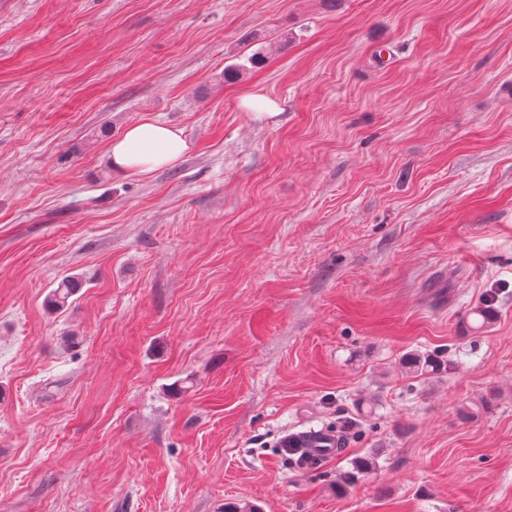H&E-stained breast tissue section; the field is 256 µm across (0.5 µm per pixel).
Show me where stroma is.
<instances>
[{"label":"stroma","instance_id":"35a3bbf8","mask_svg":"<svg viewBox=\"0 0 512 512\" xmlns=\"http://www.w3.org/2000/svg\"><path fill=\"white\" fill-rule=\"evenodd\" d=\"M230 502L512 512V0H0V512ZM188 150L182 130L144 118L112 142L109 158L115 170L147 174L177 163ZM443 360L437 354L410 353L402 359L404 371L411 376L433 374L439 370ZM303 448L316 457L335 456L343 443L334 431H309L301 438Z\"/></svg>","mask_w":512,"mask_h":512}]
</instances>
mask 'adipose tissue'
<instances>
[{
    "instance_id": "ef3b65f1",
    "label": "adipose tissue",
    "mask_w": 512,
    "mask_h": 512,
    "mask_svg": "<svg viewBox=\"0 0 512 512\" xmlns=\"http://www.w3.org/2000/svg\"><path fill=\"white\" fill-rule=\"evenodd\" d=\"M188 150L182 130L145 118L113 142L109 158L115 170L147 174L177 163Z\"/></svg>"
}]
</instances>
